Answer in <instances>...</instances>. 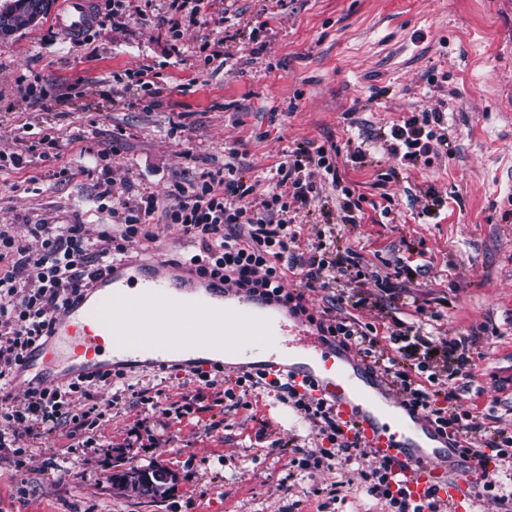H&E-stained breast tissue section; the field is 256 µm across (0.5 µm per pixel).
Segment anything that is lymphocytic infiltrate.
I'll return each instance as SVG.
<instances>
[{
  "mask_svg": "<svg viewBox=\"0 0 512 512\" xmlns=\"http://www.w3.org/2000/svg\"><path fill=\"white\" fill-rule=\"evenodd\" d=\"M439 112H424L393 125L390 150L404 166H416L447 144L433 128L441 124ZM337 146L309 150L296 147L279 163L271 192L260 204L248 199L250 189L237 175L233 162L203 175L190 186L177 187L168 210L171 223L198 249L185 263L202 277L234 280L250 292L277 297L292 311L307 314L306 292L332 290L333 302H342L346 285L358 284L366 273L350 252L327 258L325 242L309 254L296 253L298 231L290 214L292 205L307 207L317 190L314 169L331 177L342 196L343 221L357 223L361 202L344 186L336 159ZM157 202L144 198L129 209L115 233L91 234L83 224H32L27 236L13 225H0V445L16 441L18 435L48 439L59 432L69 438L86 437L106 417L94 396L95 389L111 387L105 373L62 387L16 390L11 382L27 350L46 341L52 333L56 313L71 301L81 299L109 270L128 256L134 240L152 239L149 229ZM299 267L300 287L283 286L285 267ZM314 322L320 332L370 360L387 382L401 394L406 405L420 411L438 431L458 439L463 453L479 457L483 464L512 454V434L496 431L482 447L472 439L483 432L482 423L470 419L456 406L454 391L438 393L432 385L439 377L453 379L471 368L472 357L465 341L446 340L422 327L396 323L387 339H380L373 323L349 316L332 317L323 310ZM281 399L291 401L310 420L328 448H303L298 468L329 470L356 456L357 440L348 438L332 411L312 396L299 394L288 384L278 387ZM371 495L384 500L395 512H447L436 494L419 503L395 495L387 463L381 462L363 474Z\"/></svg>",
  "mask_w": 512,
  "mask_h": 512,
  "instance_id": "1",
  "label": "lymphocytic infiltrate"
}]
</instances>
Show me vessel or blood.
I'll return each mask as SVG.
<instances>
[{
    "label": "vessel or blood",
    "mask_w": 512,
    "mask_h": 512,
    "mask_svg": "<svg viewBox=\"0 0 512 512\" xmlns=\"http://www.w3.org/2000/svg\"><path fill=\"white\" fill-rule=\"evenodd\" d=\"M96 22L92 0H64L54 20L74 41ZM142 280L162 282L163 292L137 291ZM190 285L211 305L223 307L224 331L237 344L271 334L283 349L279 355L236 363L234 371L260 372L271 381L283 377L297 390L322 398L366 457L391 462L412 502L425 500L433 490L451 512H464L471 504L470 476L481 468L478 458L462 456L453 438L407 408L369 360L322 335L284 303L217 278L186 274L171 264L114 263L88 296L57 313L49 339L33 347L16 369L14 386L42 389L123 369L124 359L107 354L115 336L134 334L144 345L164 349L185 333L201 335L195 325L197 305L182 297Z\"/></svg>",
    "instance_id": "obj_1"
}]
</instances>
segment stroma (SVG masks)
I'll return each mask as SVG.
<instances>
[{"instance_id": "obj_1", "label": "stroma", "mask_w": 512, "mask_h": 512, "mask_svg": "<svg viewBox=\"0 0 512 512\" xmlns=\"http://www.w3.org/2000/svg\"><path fill=\"white\" fill-rule=\"evenodd\" d=\"M116 18L69 43L52 17L0 40V224L120 223L115 203L151 195L152 240L136 261L172 260L188 244L165 210L176 186L223 166L261 200L289 149L337 145L339 171L362 198L347 224L325 173L301 209L300 252L334 231L357 254L373 307L343 301L363 322L379 313L407 323L440 313L438 336H469L470 376L457 403L485 424L512 427V0H204L171 31L169 0H97ZM223 41L224 56L204 44ZM147 71L160 93L138 80ZM443 112L448 146L407 168L385 135L410 113ZM22 155V167L10 158ZM109 198H100L104 187ZM444 206L423 213L429 191ZM412 267L410 277L396 268ZM392 278V299L380 282ZM124 383L190 403L183 419L125 396L69 477L48 469L66 456L65 433L0 447V512H390L361 476L369 461L330 471L292 466L293 448L319 440L292 403L265 389L243 406L175 371H129ZM149 465L173 474L166 491L139 498L112 475ZM341 487L338 500L321 487Z\"/></svg>"}]
</instances>
